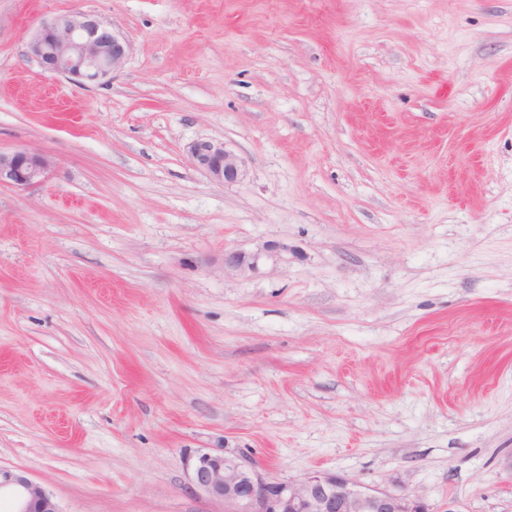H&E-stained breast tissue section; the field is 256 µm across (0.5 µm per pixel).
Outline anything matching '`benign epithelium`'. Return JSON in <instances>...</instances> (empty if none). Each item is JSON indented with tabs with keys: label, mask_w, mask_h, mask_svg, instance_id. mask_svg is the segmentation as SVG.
Here are the masks:
<instances>
[{
	"label": "benign epithelium",
	"mask_w": 512,
	"mask_h": 512,
	"mask_svg": "<svg viewBox=\"0 0 512 512\" xmlns=\"http://www.w3.org/2000/svg\"><path fill=\"white\" fill-rule=\"evenodd\" d=\"M128 50L110 25L84 12L43 21L26 43L27 56L43 70L80 84L109 77ZM189 158L220 184L240 182L246 175L243 160L221 140L195 141ZM49 170L43 154L26 149L0 153V185L33 189L46 180ZM190 485L224 504V512H432L417 497L371 488L324 470L299 480L272 479L232 451L198 455L191 465ZM2 493L11 498L12 512H61L54 494L21 471L0 468Z\"/></svg>",
	"instance_id": "benign-epithelium-1"
}]
</instances>
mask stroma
<instances>
[{"label": "stroma", "instance_id": "1", "mask_svg": "<svg viewBox=\"0 0 512 512\" xmlns=\"http://www.w3.org/2000/svg\"><path fill=\"white\" fill-rule=\"evenodd\" d=\"M77 11L129 45L86 86L26 54ZM22 148L1 468L61 512H224L189 462L226 450L512 512V0H0ZM188 152L191 163L217 183L240 182L246 175L243 160L224 141L200 139L191 144ZM49 159L40 153L19 149L11 154L0 153V185L10 184L19 189H33L48 177Z\"/></svg>", "mask_w": 512, "mask_h": 512}]
</instances>
